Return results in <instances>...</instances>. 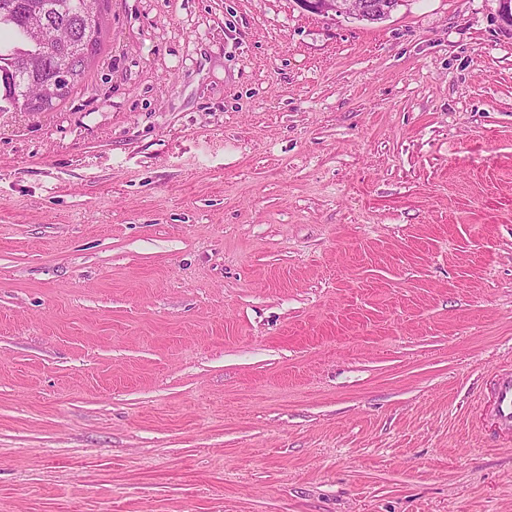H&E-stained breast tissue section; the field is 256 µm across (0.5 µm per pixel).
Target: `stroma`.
I'll use <instances>...</instances> for the list:
<instances>
[{
  "label": "stroma",
  "mask_w": 512,
  "mask_h": 512,
  "mask_svg": "<svg viewBox=\"0 0 512 512\" xmlns=\"http://www.w3.org/2000/svg\"><path fill=\"white\" fill-rule=\"evenodd\" d=\"M512 27L112 0L0 117V512H512ZM496 417L505 428L512 429V377L498 380L495 388Z\"/></svg>",
  "instance_id": "1"
}]
</instances>
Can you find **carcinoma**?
I'll list each match as a JSON object with an SVG mask.
<instances>
[{
	"mask_svg": "<svg viewBox=\"0 0 512 512\" xmlns=\"http://www.w3.org/2000/svg\"><path fill=\"white\" fill-rule=\"evenodd\" d=\"M82 0H0V70L10 72L11 92L0 96V114L17 110L16 103L33 94L55 73L60 60L69 61L78 78L60 95L64 101L84 81L89 64L80 57L91 40L102 48L104 17H92L80 8Z\"/></svg>",
	"mask_w": 512,
	"mask_h": 512,
	"instance_id": "cac0c4a2",
	"label": "carcinoma"
}]
</instances>
